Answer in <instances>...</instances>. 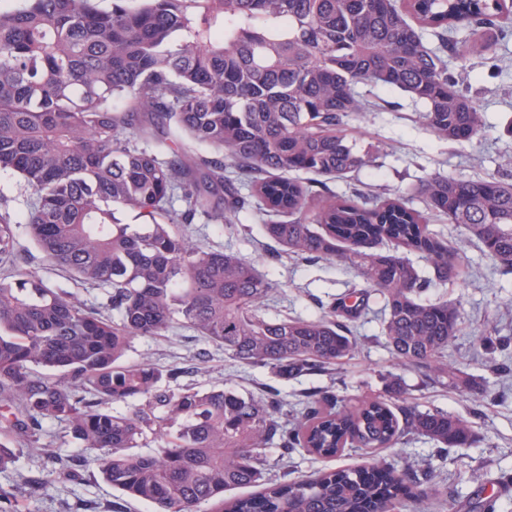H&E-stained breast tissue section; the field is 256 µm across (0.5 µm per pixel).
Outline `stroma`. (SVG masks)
<instances>
[{"label": "stroma", "instance_id": "obj_1", "mask_svg": "<svg viewBox=\"0 0 512 512\" xmlns=\"http://www.w3.org/2000/svg\"><path fill=\"white\" fill-rule=\"evenodd\" d=\"M487 39L491 50L483 57L471 58L464 64L456 55L448 57V68L458 76L460 88L483 108L485 129L481 137L454 144L439 141L423 126L419 106L402 92L385 93V101L378 110L354 117L348 126L358 150L374 156L375 168L329 182L330 193L347 197L368 187L393 194L417 187L437 172L462 178L493 174L512 177V35L491 32ZM29 194L18 175L0 171V197L6 198L19 223V247L39 260L41 253L23 224ZM256 223L254 214L244 210L229 214L227 224L198 223L191 225L190 232L195 240L206 245L241 253L259 271L280 282L282 290L269 303V317L318 318L324 314L326 304L358 284L354 272L336 263L306 262L290 256L273 258ZM241 224L253 226L252 235L239 233L237 227ZM432 224L450 244L460 248L468 265L465 280L429 289L427 293L428 298L442 297L457 303L464 321L465 334L451 344L446 359L492 391L503 384L512 386V374L499 377L488 367L484 356L474 354L472 349L479 336L512 334V276L496 274L490 261L476 245L461 238L455 225L440 218L433 219ZM380 307L379 297L371 296L368 311L355 324L359 344L334 375L319 372L284 380L263 366L244 368L222 349L182 326L161 336L135 338L126 359L147 362L163 370L178 369V377L168 382L170 390L176 392L187 387H229L256 395L275 390L287 407L313 393L320 399L341 398L352 408L386 395L387 375H398L420 409L439 408L468 420L475 441L447 449L414 438L397 447L381 449V456L398 467L408 461L417 465L433 463L458 502L465 504L494 493L501 512H512V490L499 487L501 479L512 480V396L499 399L492 395L476 408L467 392L453 385L423 387L419 374L413 368L396 364L387 349ZM265 454L267 475L275 480L357 465L368 458L367 452L354 448L331 459L302 449L296 450L286 462L281 461L276 449H266ZM18 512H151V508L123 496L91 465L81 468L76 476L50 482L38 497L25 501Z\"/></svg>", "mask_w": 512, "mask_h": 512}]
</instances>
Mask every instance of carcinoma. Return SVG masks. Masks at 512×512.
<instances>
[{
  "label": "carcinoma",
  "mask_w": 512,
  "mask_h": 512,
  "mask_svg": "<svg viewBox=\"0 0 512 512\" xmlns=\"http://www.w3.org/2000/svg\"><path fill=\"white\" fill-rule=\"evenodd\" d=\"M502 0H16L0 8V171L32 191L25 224L44 262L109 289L111 317L78 305L16 250V225L0 212V415L5 432L30 439L41 421L66 425L79 461L112 488L154 512H420L425 493L400 497L404 483H433L436 469H401L375 457L360 467L277 482L264 450L288 459L301 445L334 457L346 446L394 448L421 436L440 448L470 444L460 417L394 412L384 400L351 410L303 402L290 430L274 395L230 388L172 393L149 364L122 361L136 336H160L174 321L224 349L242 367L281 378L321 372L355 348L351 322L375 293L395 359L429 383L475 382L444 360L460 334L458 306L426 302L435 285L466 273L463 256L430 217L476 241L512 274V182L499 176L436 173L421 186L424 210L406 196L316 190L374 166L347 139L349 118L376 103L364 88L401 91L424 107L440 141L485 129L480 104L448 74L445 54L495 26ZM249 188V200L233 190ZM178 200L182 208L171 209ZM250 205L273 250L335 259L363 281L355 301L316 319L270 318L277 288L246 258L192 241L176 229ZM118 208L136 213L123 224ZM423 254L430 276L406 253ZM512 336H484L488 354ZM134 400L131 413L116 409ZM51 468L17 489L9 508L51 479ZM255 487L224 498L235 488Z\"/></svg>",
  "instance_id": "1"
}]
</instances>
